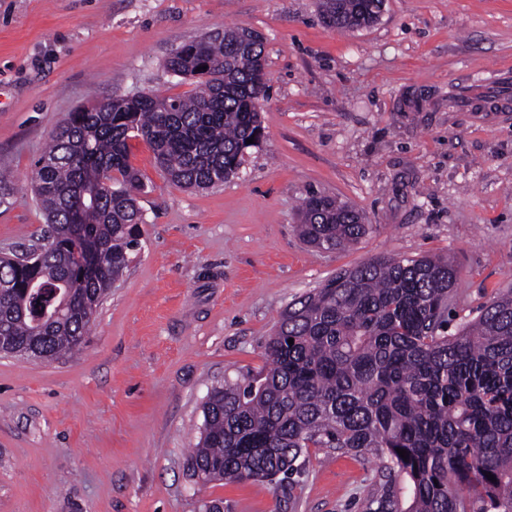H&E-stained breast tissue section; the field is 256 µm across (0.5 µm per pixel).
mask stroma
I'll list each match as a JSON object with an SVG mask.
<instances>
[{
	"mask_svg": "<svg viewBox=\"0 0 512 512\" xmlns=\"http://www.w3.org/2000/svg\"><path fill=\"white\" fill-rule=\"evenodd\" d=\"M224 27L264 38V136L206 190L131 140L140 246L83 350L0 355V512H360L375 469L350 455L311 450L290 495L192 479L210 390L265 368L293 299L373 257H453L459 320L512 288V0H385L358 31L326 27L318 0H0V254L46 228L32 177L68 112L192 93L165 61ZM312 191L373 232L308 247L295 226Z\"/></svg>",
	"mask_w": 512,
	"mask_h": 512,
	"instance_id": "stroma-1",
	"label": "stroma"
}]
</instances>
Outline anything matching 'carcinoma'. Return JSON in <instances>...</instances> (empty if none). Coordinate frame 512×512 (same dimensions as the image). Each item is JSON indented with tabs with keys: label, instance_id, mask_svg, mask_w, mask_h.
Returning <instances> with one entry per match:
<instances>
[{
	"label": "carcinoma",
	"instance_id": "1",
	"mask_svg": "<svg viewBox=\"0 0 512 512\" xmlns=\"http://www.w3.org/2000/svg\"><path fill=\"white\" fill-rule=\"evenodd\" d=\"M379 2L319 5L327 26L354 30L378 19ZM245 32L226 28L172 51L165 67L199 85L191 96L142 93L67 114L34 176L51 248L34 266L0 258V337L52 361L80 350L139 246L131 139L145 140L177 185L237 175L247 140L260 141L268 90L264 50ZM372 229L362 212L315 192L296 225L319 250ZM457 275L450 257L377 256L294 301L266 342L268 367L208 393L188 470L206 483L285 490L308 449H326L375 462L363 512H512V290L454 324Z\"/></svg>",
	"mask_w": 512,
	"mask_h": 512
}]
</instances>
